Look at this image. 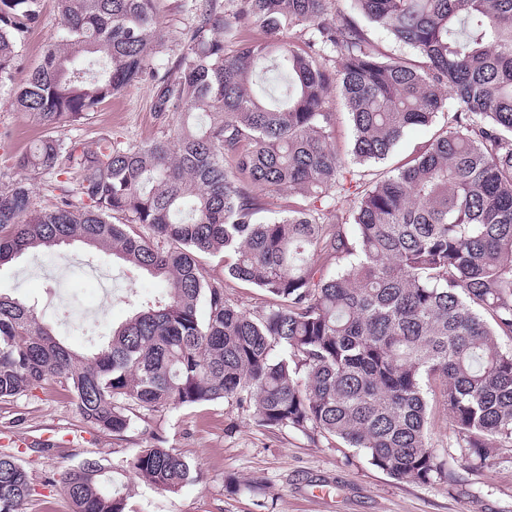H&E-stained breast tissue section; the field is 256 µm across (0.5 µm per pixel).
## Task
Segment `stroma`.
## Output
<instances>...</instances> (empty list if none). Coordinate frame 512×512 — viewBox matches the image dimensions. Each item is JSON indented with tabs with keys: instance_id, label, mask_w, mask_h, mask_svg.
I'll use <instances>...</instances> for the list:
<instances>
[{
	"instance_id": "1",
	"label": "stroma",
	"mask_w": 512,
	"mask_h": 512,
	"mask_svg": "<svg viewBox=\"0 0 512 512\" xmlns=\"http://www.w3.org/2000/svg\"><path fill=\"white\" fill-rule=\"evenodd\" d=\"M193 5L194 0H158L163 42L153 63L160 71L169 69L196 26ZM58 36L54 0H42L40 24L18 43L19 66L10 78L0 81V186L24 181L39 210L54 207L55 178L17 170L14 160L55 131L18 111L13 92ZM152 97L151 81L134 82L100 103L65 135L88 149L103 138L141 143L163 137L178 117L154 112ZM73 264L86 266L89 272L79 290L80 300L92 310L88 323L66 317L62 278ZM204 264L209 278L222 283L227 297L241 309L256 312L269 307L271 299L265 292L226 278L223 256L205 257ZM159 288L148 275L131 272L111 254L80 243L33 249L0 266V291L37 303L45 322L79 352L91 346L88 328L100 335L108 333L129 318L134 295ZM428 398L431 443L437 460L454 472L452 482L394 480L357 449L315 444L290 429L257 426L246 412L224 399L162 413L137 408L128 431L112 435L91 427L76 409L71 393L58 383L0 402V453L18 454L31 477L32 494L25 512H72L58 479L86 457L102 459L111 467L130 512H512V447L479 461L457 444L438 391H431ZM156 436L197 466L198 483L176 493L162 492L134 473L133 455Z\"/></svg>"
}]
</instances>
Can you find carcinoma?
Segmentation results:
<instances>
[{
	"mask_svg": "<svg viewBox=\"0 0 512 512\" xmlns=\"http://www.w3.org/2000/svg\"><path fill=\"white\" fill-rule=\"evenodd\" d=\"M55 2L61 42L29 69L17 109L63 130L148 77L154 111L180 122L146 143L50 138L18 156L21 170L74 171L78 188L57 185L55 207L37 210L25 183L0 187V265L77 241L163 288L84 354L0 292V401L59 383L88 423L121 435L135 408L226 399L260 427L339 441L429 484L451 478L430 444L438 382L460 446L481 461L512 447V347L498 343L512 339V0H199L172 76L149 59L157 0ZM39 19L40 0H0V80ZM254 24L263 35L243 36ZM371 27L411 53L384 52ZM333 87L351 162L332 141ZM444 110L409 162L370 179L358 169ZM281 189L303 203L259 221ZM220 252L234 256L225 276L267 293L269 309H240L207 277L201 258ZM132 467L172 493L199 479L160 439ZM60 484L73 512H127L98 458ZM30 495L25 468L1 454L0 512Z\"/></svg>",
	"mask_w": 512,
	"mask_h": 512,
	"instance_id": "obj_1",
	"label": "carcinoma"
}]
</instances>
